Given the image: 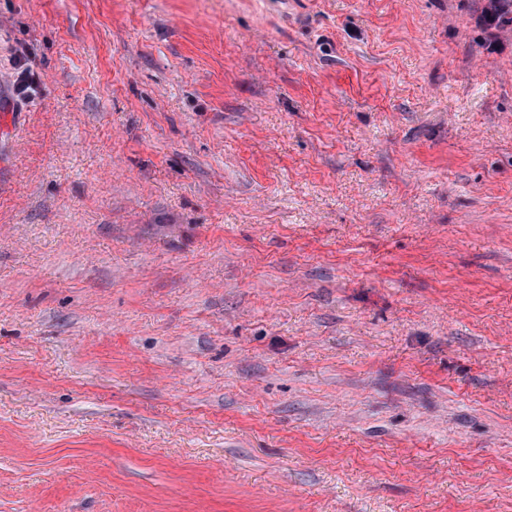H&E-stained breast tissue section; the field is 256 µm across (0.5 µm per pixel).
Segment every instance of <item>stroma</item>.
Segmentation results:
<instances>
[{
	"label": "stroma",
	"mask_w": 512,
	"mask_h": 512,
	"mask_svg": "<svg viewBox=\"0 0 512 512\" xmlns=\"http://www.w3.org/2000/svg\"><path fill=\"white\" fill-rule=\"evenodd\" d=\"M491 9L0 0V512H512Z\"/></svg>",
	"instance_id": "35a3bbf8"
}]
</instances>
